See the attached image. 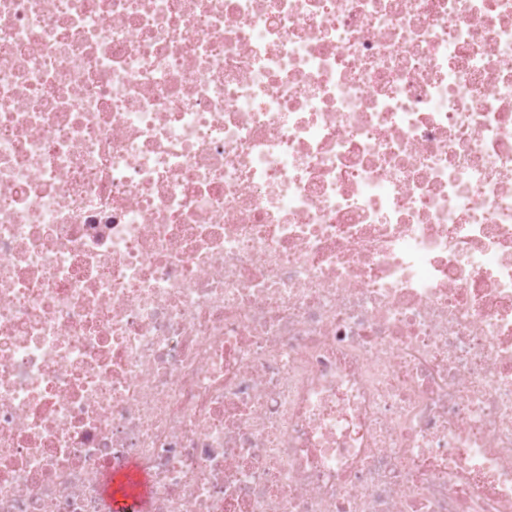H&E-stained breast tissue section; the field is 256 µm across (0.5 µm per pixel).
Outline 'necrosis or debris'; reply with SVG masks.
<instances>
[{
  "label": "necrosis or debris",
  "mask_w": 512,
  "mask_h": 512,
  "mask_svg": "<svg viewBox=\"0 0 512 512\" xmlns=\"http://www.w3.org/2000/svg\"><path fill=\"white\" fill-rule=\"evenodd\" d=\"M512 512V0H0V512Z\"/></svg>",
  "instance_id": "obj_1"
}]
</instances>
